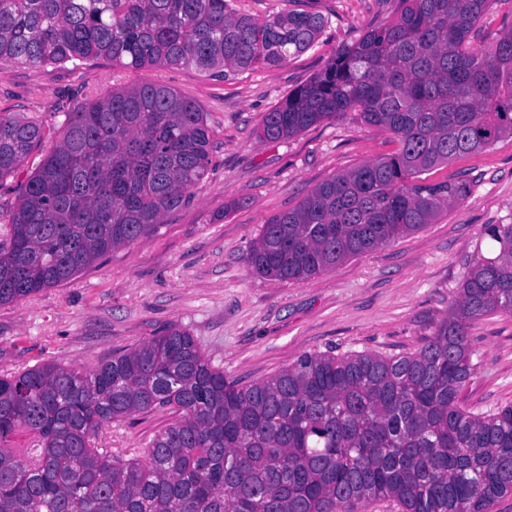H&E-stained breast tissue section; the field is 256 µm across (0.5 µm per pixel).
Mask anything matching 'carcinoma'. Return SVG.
Here are the masks:
<instances>
[{
    "label": "carcinoma",
    "instance_id": "1",
    "mask_svg": "<svg viewBox=\"0 0 512 512\" xmlns=\"http://www.w3.org/2000/svg\"><path fill=\"white\" fill-rule=\"evenodd\" d=\"M396 17L341 48L266 113L289 138L347 112L395 152L332 176L268 219L250 245L259 277L305 282L433 224L468 194L426 172L512 135V28L488 50L470 34L500 0H398ZM328 19L235 0H0V64L194 67L226 80L279 66ZM62 138L0 213V305L69 281L155 230L211 162L196 103L142 80L64 114ZM36 119L0 111V180L42 143ZM448 316L414 352L303 355L249 386L224 379L172 327L88 372L47 362L0 377V512H494L512 495V405L460 400L476 371L468 328L512 317V223L489 224ZM170 409L125 459L92 445L103 426Z\"/></svg>",
    "mask_w": 512,
    "mask_h": 512
}]
</instances>
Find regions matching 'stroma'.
<instances>
[{"mask_svg":"<svg viewBox=\"0 0 512 512\" xmlns=\"http://www.w3.org/2000/svg\"><path fill=\"white\" fill-rule=\"evenodd\" d=\"M295 7L328 17L319 43L287 64L228 80L192 67L141 74L102 57L75 71L0 64V110L45 125L41 146L0 180L5 206L59 139L64 111L86 97L145 77L192 99L213 131L207 174L190 202L167 212L154 232L71 281L0 306V375L47 361L89 371L172 326L188 330L240 386L315 351L395 356L429 340L474 255L493 253L486 225L512 223V137L433 171V179L469 186L435 223L303 283L254 275L247 253L266 219L395 148L389 133L355 112L280 142L260 138L265 112L325 70L337 50L392 19L396 0H297ZM469 336L479 367L463 403L479 412L512 403V317L486 316ZM174 418L168 409L137 415L102 427L95 445L139 456Z\"/></svg>","mask_w":512,"mask_h":512,"instance_id":"stroma-1","label":"stroma"}]
</instances>
